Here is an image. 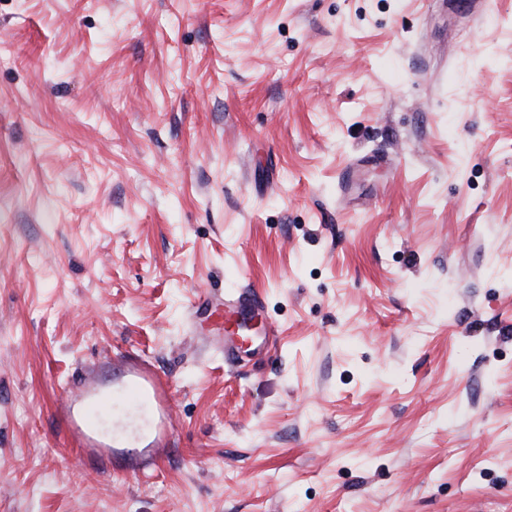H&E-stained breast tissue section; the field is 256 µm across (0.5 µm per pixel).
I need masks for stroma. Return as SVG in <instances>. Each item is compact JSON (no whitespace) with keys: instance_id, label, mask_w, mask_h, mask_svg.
<instances>
[{"instance_id":"1","label":"stroma","mask_w":512,"mask_h":512,"mask_svg":"<svg viewBox=\"0 0 512 512\" xmlns=\"http://www.w3.org/2000/svg\"><path fill=\"white\" fill-rule=\"evenodd\" d=\"M458 3L0 0V512H512V0ZM120 352L147 477L55 412ZM263 309V299L259 292L253 289L241 290L237 298L228 304L224 303V318L227 322L235 321L239 327L237 335L242 332L240 324L253 320ZM170 389V384L144 360L118 353L112 361L89 367L86 378L61 411L74 443L87 457L100 461L115 459L112 443L101 436L104 424L110 425L113 439L123 440L129 418L147 421L154 416V427L143 431L136 440L149 448L135 452L137 470L145 473L154 469L158 450L166 444Z\"/></svg>"}]
</instances>
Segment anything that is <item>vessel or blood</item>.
<instances>
[{"label": "vessel or blood", "mask_w": 512, "mask_h": 512, "mask_svg": "<svg viewBox=\"0 0 512 512\" xmlns=\"http://www.w3.org/2000/svg\"><path fill=\"white\" fill-rule=\"evenodd\" d=\"M263 309V299L253 289L241 290L224 306L226 321L253 320ZM170 385L143 360L115 354L112 360L89 367L87 376L62 405L67 429L74 443L87 457L109 461L115 452L111 442L101 436L103 425H110L114 440L122 439L131 417L154 419L153 428L143 431L138 440L145 448L136 452L139 472L155 467L158 451L166 444L170 429Z\"/></svg>", "instance_id": "vessel-or-blood-1"}]
</instances>
